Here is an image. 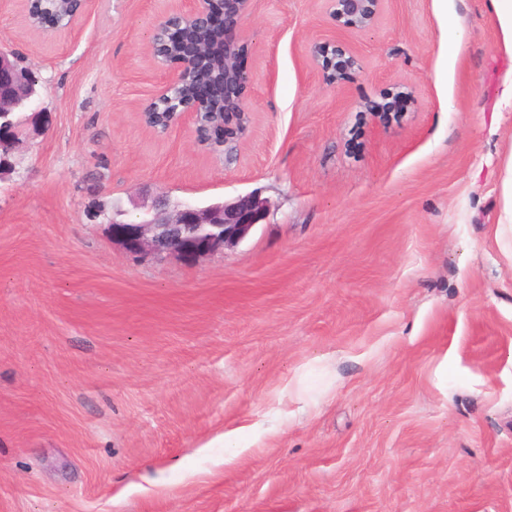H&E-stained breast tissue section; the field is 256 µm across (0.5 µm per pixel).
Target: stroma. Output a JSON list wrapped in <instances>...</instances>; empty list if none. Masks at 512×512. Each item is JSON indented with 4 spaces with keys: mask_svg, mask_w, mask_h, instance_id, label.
<instances>
[{
    "mask_svg": "<svg viewBox=\"0 0 512 512\" xmlns=\"http://www.w3.org/2000/svg\"><path fill=\"white\" fill-rule=\"evenodd\" d=\"M167 6L94 0L60 36L0 0L39 79L0 177V512H512L490 0H381L362 31L326 0H251L230 162L142 121ZM162 194L267 211L225 252L135 260L99 214Z\"/></svg>",
    "mask_w": 512,
    "mask_h": 512,
    "instance_id": "stroma-1",
    "label": "stroma"
}]
</instances>
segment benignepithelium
Returning a JSON list of instances; mask_svg holds the SVG:
<instances>
[{
  "label": "benign epithelium",
  "mask_w": 512,
  "mask_h": 512,
  "mask_svg": "<svg viewBox=\"0 0 512 512\" xmlns=\"http://www.w3.org/2000/svg\"><path fill=\"white\" fill-rule=\"evenodd\" d=\"M25 2L32 28H48L60 34L73 29L89 4V0H75L77 8L69 22L60 27L33 22L34 0ZM329 2L336 16L347 18L352 26L363 30L373 23L381 0ZM249 4L250 0H189V4L173 8L152 29L146 43L150 60L158 66L177 63L180 69L166 77L151 103L143 109L141 116L146 126L158 129L151 121L153 103L170 101L181 94L184 99L169 114L166 126L181 119L188 121L196 141L207 147L209 141L200 137V115L218 110L220 118L216 125L224 130V145L239 146L250 127V113L244 106L242 90L251 81V74L239 62L241 22ZM205 52L214 58L223 80L195 78L196 62ZM313 54L316 59H326L322 69L330 71L328 81L336 82V64L328 57L329 47L318 44ZM38 84L32 70L22 65L14 52L0 46V171L12 165V153L20 140L22 120L13 118L15 109L34 102ZM265 213L264 202L251 195L206 207L192 203L173 207L162 195L155 199L152 213L125 221L122 216L126 212L120 210L106 218V224L112 241L138 260L175 257L195 262L237 246L260 224Z\"/></svg>",
  "instance_id": "benign-epithelium-1"
}]
</instances>
